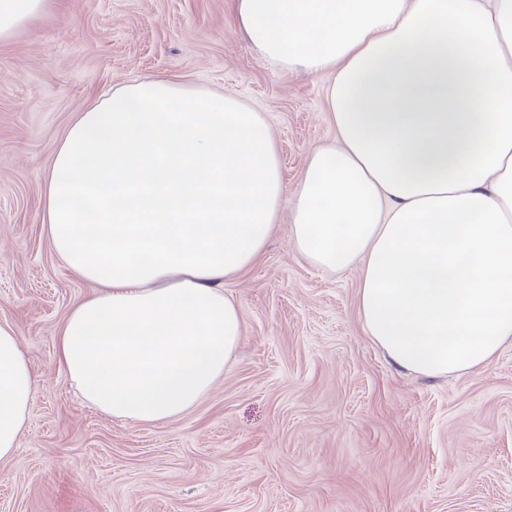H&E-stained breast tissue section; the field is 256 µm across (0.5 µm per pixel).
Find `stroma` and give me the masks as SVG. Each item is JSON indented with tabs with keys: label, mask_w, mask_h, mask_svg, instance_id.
Returning <instances> with one entry per match:
<instances>
[{
	"label": "stroma",
	"mask_w": 512,
	"mask_h": 512,
	"mask_svg": "<svg viewBox=\"0 0 512 512\" xmlns=\"http://www.w3.org/2000/svg\"><path fill=\"white\" fill-rule=\"evenodd\" d=\"M152 78L260 112L292 187L336 135L326 77L257 57L233 0H53L0 41V321L41 381L0 512H512V345L445 378L397 368L363 329L359 270L307 264L286 215L224 283L244 339L193 410L132 425L82 399L56 339L92 286L56 257L41 184L79 112Z\"/></svg>",
	"instance_id": "obj_1"
}]
</instances>
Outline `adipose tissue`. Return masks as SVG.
I'll use <instances>...</instances> for the list:
<instances>
[{
	"label": "adipose tissue",
	"mask_w": 512,
	"mask_h": 512,
	"mask_svg": "<svg viewBox=\"0 0 512 512\" xmlns=\"http://www.w3.org/2000/svg\"><path fill=\"white\" fill-rule=\"evenodd\" d=\"M52 0H0V39ZM262 60L328 75L333 142L295 188L263 116L229 93L123 84L81 112L43 180L59 259L93 284L58 336L84 401L132 424L195 407L244 336L226 278L282 212L295 249L359 266L368 336L438 378L512 344V0H235ZM39 377L0 322V459Z\"/></svg>",
	"instance_id": "obj_1"
}]
</instances>
